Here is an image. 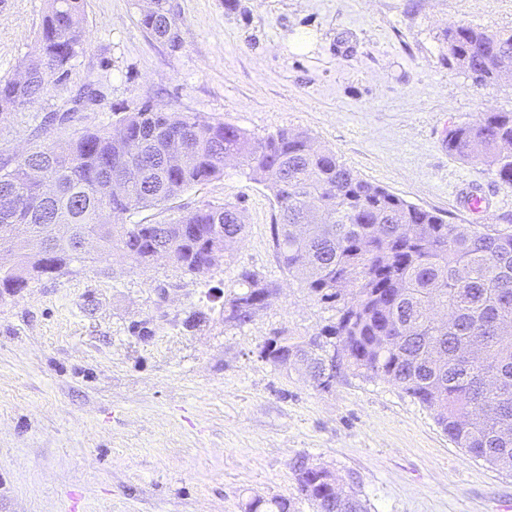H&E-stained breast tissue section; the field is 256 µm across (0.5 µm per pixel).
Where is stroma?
I'll use <instances>...</instances> for the list:
<instances>
[{
    "label": "stroma",
    "mask_w": 512,
    "mask_h": 512,
    "mask_svg": "<svg viewBox=\"0 0 512 512\" xmlns=\"http://www.w3.org/2000/svg\"><path fill=\"white\" fill-rule=\"evenodd\" d=\"M179 45L139 24L140 0H86L87 41L69 80L0 117V158L70 126L44 127L91 86L80 127L147 101L263 137L306 132L362 179L451 224L512 229V187L448 153L449 128L512 112V80L481 86L439 35L453 24L512 30V0H169ZM46 0H0V80L17 76ZM487 199L478 214L462 192ZM231 202L246 223L224 260L196 275L120 250L0 293V512H241L297 491L299 459L356 478L370 512H512V473L467 456L399 386L341 371L327 390L260 357L272 336L335 322L273 251V200L233 166L150 223ZM277 289L251 322L224 319L241 269ZM199 314L195 326L189 315Z\"/></svg>",
    "instance_id": "35a3bbf8"
}]
</instances>
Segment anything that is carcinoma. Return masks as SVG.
Wrapping results in <instances>:
<instances>
[{
    "instance_id": "obj_1",
    "label": "carcinoma",
    "mask_w": 512,
    "mask_h": 512,
    "mask_svg": "<svg viewBox=\"0 0 512 512\" xmlns=\"http://www.w3.org/2000/svg\"><path fill=\"white\" fill-rule=\"evenodd\" d=\"M85 0H47L35 45L21 63L25 84L0 82V115L36 104L59 72L69 79L86 42ZM140 25L175 47L178 22L168 0L141 12ZM442 44L455 64L481 85L512 79V31L450 25ZM90 87L73 106L45 117L46 125H74L81 107L96 101ZM116 124L75 131L69 141L46 142L16 159H0V246L16 257L0 271V288L60 276L75 261L58 226L97 238L102 253L120 245L135 265L162 251L184 271L202 273L226 257L245 233L239 208L207 203L152 224L114 218L154 208L185 189L224 174V156L270 190L277 206L271 239L282 268L309 293L338 309L319 343L343 351V368L383 379L428 408L448 440L467 455L512 472V232L449 224L360 178L331 149L303 132L255 137L200 112H159L141 102ZM181 140L187 160L172 167L169 138ZM448 155L477 161L512 185V112H487L474 124L448 130ZM38 166L56 186L52 197L28 178ZM245 291L224 304V320H252L266 308L273 286L254 272L238 273ZM313 338L281 336L268 363L288 372L302 366L321 386L325 371ZM299 493L316 512H368L355 478L339 496L335 471L300 461ZM291 501L250 498L244 512H291Z\"/></svg>"
}]
</instances>
